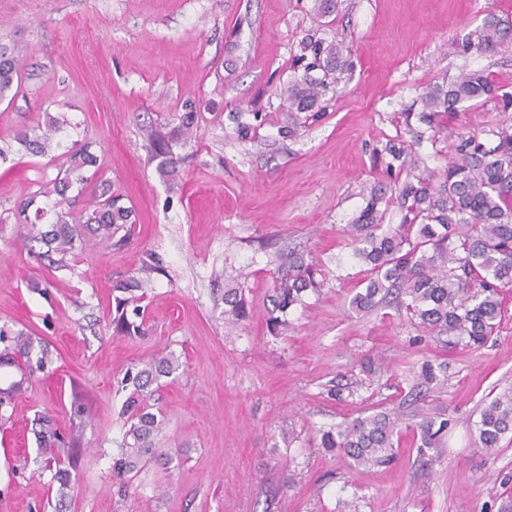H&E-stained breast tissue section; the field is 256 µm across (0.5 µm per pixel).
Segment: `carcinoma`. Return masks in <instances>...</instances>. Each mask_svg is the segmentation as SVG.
<instances>
[{
    "label": "carcinoma",
    "mask_w": 512,
    "mask_h": 512,
    "mask_svg": "<svg viewBox=\"0 0 512 512\" xmlns=\"http://www.w3.org/2000/svg\"><path fill=\"white\" fill-rule=\"evenodd\" d=\"M512 38V24L494 11L485 13L475 39L468 47L479 52L494 50ZM314 61L304 67L284 91V99L293 112L305 119L319 116L314 111L330 85L341 81L349 62L339 43H307ZM23 51L0 46V100L19 87ZM490 99H499L503 107L512 104V94L497 93L488 76L468 71L457 79L429 87L423 96L424 111L418 113L420 126L406 117L405 135L389 140L376 153L375 163L383 180L370 191L365 207L347 225V246L365 266L364 288L356 292L351 306L368 312L394 304L405 311L409 321L443 345L479 348L487 343L498 327L503 313L502 295L512 288V127L485 131L488 139L462 136L453 144L455 157L442 170L428 167L421 153L424 141L435 144L442 120L451 114ZM262 113H253V122H237V136L246 141L253 137ZM178 132L187 145L197 129V113L179 115ZM59 118L45 115V120L20 132L16 142L26 154L43 155L51 147H61L54 136L61 130ZM151 159L165 177L175 175L179 158L174 156L172 140L157 130L148 134ZM67 167L63 176L46 187L55 193L56 219L49 230L39 224L44 214L23 216L20 228L24 239L40 242L47 252L66 256L87 229L114 247H122L127 235L120 234L131 223L133 210L119 204L120 197L108 187L94 196L91 209L74 212L67 196L72 183L85 184V170L97 164L90 145L71 146L62 152ZM394 210L400 214L397 224L385 223ZM156 269L155 255L146 254L130 279L116 285L124 296L114 299L112 325L124 336L142 334L139 307L131 295L149 283ZM325 272L315 259L290 253L278 265L267 301L266 327L274 338L288 335L291 323L288 311L304 303V297L320 295ZM250 312L240 282L224 287V328L234 331L249 319ZM178 358L165 354L142 368L126 370L118 387L129 391L121 408L129 424L113 457L112 478L127 488L148 462L166 464L170 453L158 447L156 439L165 426V416L156 397L155 385L163 377L179 370ZM448 381V366L428 360L414 375L411 390L439 387ZM416 420L405 422L399 411L384 403L374 412L357 417L336 430L321 431L319 447L348 458L355 467L389 465L395 458L396 444L403 434L416 438L419 448H444L451 420L445 412L421 408ZM512 433V391L493 397L484 404L474 439L476 447L491 453L502 437Z\"/></svg>",
    "instance_id": "cac0c4a2"
}]
</instances>
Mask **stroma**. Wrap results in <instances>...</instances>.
Returning a JSON list of instances; mask_svg holds the SVG:
<instances>
[{
  "label": "stroma",
  "mask_w": 512,
  "mask_h": 512,
  "mask_svg": "<svg viewBox=\"0 0 512 512\" xmlns=\"http://www.w3.org/2000/svg\"><path fill=\"white\" fill-rule=\"evenodd\" d=\"M0 0V43L24 50L22 84L0 101V148L53 115L64 145L88 142L98 157L89 202L111 186L134 211L128 244L85 235L64 268L26 246L14 212L52 211L42 185L60 170L48 155L0 161V327L35 337L16 353L29 378L0 407V512H499L512 500V435L487 454L471 430L482 403L512 390V291L500 325L480 349L443 348L419 337L406 314L351 310L363 265L344 229L365 206L376 150L423 110L422 93L481 70L512 93V42L480 53L465 40L486 7L512 22V0ZM348 47L352 67L320 100L321 117L296 134L282 91L305 38ZM199 114L195 139L175 147L179 172L162 177L146 135L173 129L175 113ZM269 120L243 142L236 121ZM512 124L492 100L445 119L441 145L462 131ZM321 262L320 296L291 310L286 338L266 332L278 251ZM156 254L140 306L144 333L116 334L113 286ZM246 273L251 316L224 331V285ZM175 354L162 379L168 465L147 464L127 493L112 481V454L126 430L127 368ZM391 364L390 384L369 383L366 356ZM447 363L448 382L426 404L447 409V448L418 452L403 435L388 466L353 468L319 447L318 428L356 418L380 398L404 401L413 366ZM336 382L353 399L328 398ZM289 432L290 447L281 434ZM72 475L58 497L57 467Z\"/></svg>",
  "instance_id": "1"
}]
</instances>
